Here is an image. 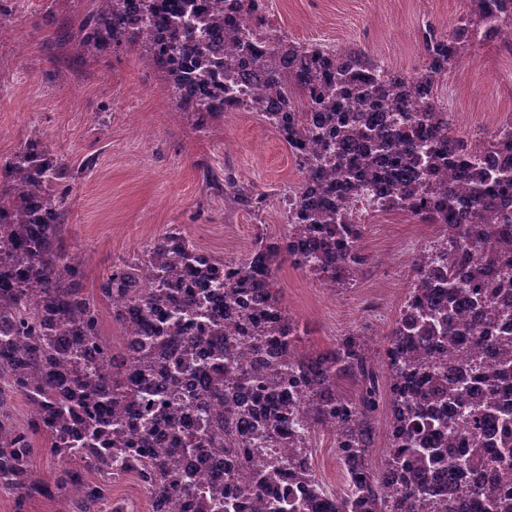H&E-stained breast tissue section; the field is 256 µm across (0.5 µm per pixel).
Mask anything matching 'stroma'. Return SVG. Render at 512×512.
I'll return each mask as SVG.
<instances>
[{"mask_svg": "<svg viewBox=\"0 0 512 512\" xmlns=\"http://www.w3.org/2000/svg\"><path fill=\"white\" fill-rule=\"evenodd\" d=\"M0 36V160L27 138L51 144L74 173L60 234L85 265L96 293L112 266L137 261L147 243L178 229L219 259L242 258L257 234L285 235L283 196L300 173L286 144L257 113L229 112L197 131L163 88L161 73L130 51L77 59L62 39L76 29L87 0H6ZM468 13L467 0H272L269 22L292 39L366 50L384 65L411 71L422 63L419 32L444 29ZM437 94L461 131H491L512 114V47L467 54L441 78ZM230 170L264 192L262 210L231 205L203 182L204 168ZM360 242L367 257L354 284L331 291L283 260L275 279L283 307L306 328L310 356L333 350L343 333L373 335L381 354L405 300L415 247L431 225L399 213L365 211ZM411 249L398 251L400 242Z\"/></svg>", "mask_w": 512, "mask_h": 512, "instance_id": "obj_1", "label": "stroma"}]
</instances>
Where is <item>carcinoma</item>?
<instances>
[{
	"label": "carcinoma",
	"mask_w": 512,
	"mask_h": 512,
	"mask_svg": "<svg viewBox=\"0 0 512 512\" xmlns=\"http://www.w3.org/2000/svg\"><path fill=\"white\" fill-rule=\"evenodd\" d=\"M74 42L82 58L132 50L166 80L195 128L224 119L216 98L234 92L268 26L267 0H88ZM484 25L512 26V0H468ZM165 18L172 40L155 33ZM471 43L468 27L421 30L425 63L389 70L351 49L334 50L274 34L262 55L257 112L288 145L300 182L285 199L287 232L256 239L244 259L218 260L182 233L166 232L140 262L114 265L98 296L85 294L79 261L63 251L71 173L35 136L0 163V395L31 407L23 426L0 415V487L23 512L33 494L63 506L112 501V479L134 473L150 512H512V491L493 478L512 461V420L500 402L512 383V169L485 163L512 153V121L472 140L452 128L436 87ZM209 190L258 211L264 194L231 173L206 169ZM404 213L437 227L412 258L408 297L386 337L384 371L363 333L352 330L331 354L307 358L282 337L298 322L280 305L274 279L281 256L345 287L366 263L357 205ZM224 277H218L219 271ZM215 277L214 291L198 292ZM223 297L224 317L208 312ZM124 329L121 355L100 332L99 301ZM211 347L210 357L199 347ZM246 344L253 363L237 361ZM198 375L208 398L186 395L182 376ZM343 378L357 385L342 393ZM479 385L482 396L472 397ZM263 400V412L241 401ZM440 406L453 409L447 419ZM386 415L380 464L369 463L376 423ZM451 428L448 440L432 431ZM48 435L53 455L75 461L54 486L32 460V437ZM329 434L351 494L331 497L308 454ZM456 443L462 452H448ZM271 448L291 449L281 464ZM236 459L232 474L198 490L184 464L189 451ZM99 479L89 482L84 472Z\"/></svg>",
	"instance_id": "obj_1"
}]
</instances>
